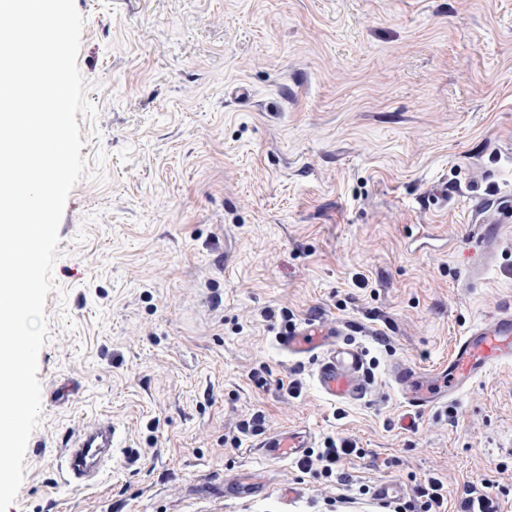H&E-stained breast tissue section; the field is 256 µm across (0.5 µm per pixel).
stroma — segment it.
<instances>
[{
	"mask_svg": "<svg viewBox=\"0 0 512 512\" xmlns=\"http://www.w3.org/2000/svg\"><path fill=\"white\" fill-rule=\"evenodd\" d=\"M95 122L59 225L41 413L8 512H388L437 476L508 490L512 363L413 427L387 369L431 371L512 307V229L478 285L473 194L512 196V0H75ZM346 324L375 383L337 404L265 309ZM300 384L299 395L283 384ZM347 436L350 498L230 426ZM111 423L112 473L61 487L71 436Z\"/></svg>",
	"mask_w": 512,
	"mask_h": 512,
	"instance_id": "1",
	"label": "stroma"
}]
</instances>
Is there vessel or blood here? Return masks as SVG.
I'll return each instance as SVG.
<instances>
[{"mask_svg": "<svg viewBox=\"0 0 512 512\" xmlns=\"http://www.w3.org/2000/svg\"><path fill=\"white\" fill-rule=\"evenodd\" d=\"M512 222V203L501 202L492 227L478 228L477 248L465 273L469 283L481 282L498 260V232ZM281 349L315 361L314 381L330 400L343 403L363 399L374 378L365 351L353 344L336 322H304L279 340ZM512 363V309L475 324L455 343L445 364L421 375L405 363L393 362L389 376L413 412L451 400L469 389L496 363ZM115 432L108 423L83 428L59 458V474L76 489L95 486L112 466ZM310 446L308 433L291 430L264 437L258 444L268 459H294Z\"/></svg>", "mask_w": 512, "mask_h": 512, "instance_id": "b4317fda", "label": "vessel or blood"}]
</instances>
